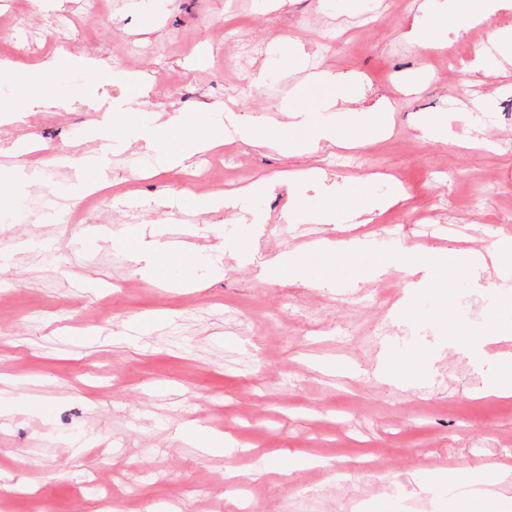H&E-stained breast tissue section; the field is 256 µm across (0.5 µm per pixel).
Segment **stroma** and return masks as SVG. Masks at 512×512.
Wrapping results in <instances>:
<instances>
[{"label":"stroma","instance_id":"1","mask_svg":"<svg viewBox=\"0 0 512 512\" xmlns=\"http://www.w3.org/2000/svg\"><path fill=\"white\" fill-rule=\"evenodd\" d=\"M416 0H0L7 51L33 71L56 46L150 76V110L188 113V137L219 136L237 153L230 167L180 169L139 143L116 140L96 178L128 196H105L70 224L44 222L36 200L65 208L84 189L75 170H55L54 153L101 152L93 128L102 108L128 99V85L70 72L46 82L67 108L12 113L0 127V380L22 403L0 415V512H445L426 479L438 467L467 472L512 465V397L484 393V372L456 352L433 322L396 307L400 269L342 282L309 276L269 280L261 262L311 255L323 239H360L378 251L487 252L512 236V68L470 71L512 10L488 22L435 28V48L409 44ZM68 18L60 44L35 37L53 17ZM345 31L327 49L329 29ZM299 46L286 56L272 38ZM315 71L354 75L370 99L392 105L386 137L356 147L358 165L329 152L299 153L300 128L280 147L240 142L225 113L275 124L286 98L344 138L332 90ZM223 111H215L216 103ZM493 112L474 128L469 116ZM447 125L443 143L423 131ZM322 169L337 205L370 211L367 224H318L323 184L290 183L287 172ZM271 188L247 214L191 215L188 195L223 198L228 184ZM400 191L404 200L372 211ZM302 192L305 208L293 204ZM263 225L252 224V216ZM51 249H38L41 241ZM166 244L162 263L154 242ZM485 287L468 283L458 313L484 328L512 276L493 268ZM414 374L384 380V355ZM231 435L240 447L207 451ZM297 454L330 462L334 477L282 473ZM99 481L111 502L88 489Z\"/></svg>","mask_w":512,"mask_h":512}]
</instances>
